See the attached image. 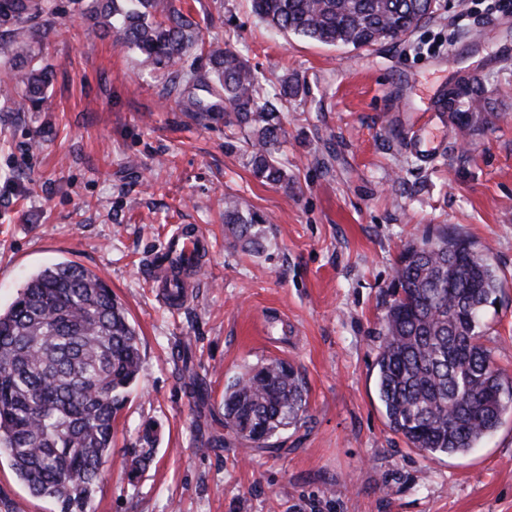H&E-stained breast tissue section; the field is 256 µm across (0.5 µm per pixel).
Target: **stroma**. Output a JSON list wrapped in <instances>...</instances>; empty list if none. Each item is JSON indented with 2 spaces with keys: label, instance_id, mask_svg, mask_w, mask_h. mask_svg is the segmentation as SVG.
<instances>
[{
  "label": "stroma",
  "instance_id": "stroma-1",
  "mask_svg": "<svg viewBox=\"0 0 512 512\" xmlns=\"http://www.w3.org/2000/svg\"><path fill=\"white\" fill-rule=\"evenodd\" d=\"M48 6L50 108L0 101V307L70 260L140 336L92 512H512V410L469 453L425 459L386 426L373 370L395 259L444 224L488 247L504 281L483 341L512 374V13L450 0L401 41L353 49L275 32L249 0H190L204 40L230 44L267 90L307 89L284 111L282 186L254 176L245 133L199 120L71 0ZM463 86L473 94L449 105ZM228 196L266 218L261 252L235 243ZM180 225L208 250L175 309L143 270ZM271 359L299 369L308 405L259 448L225 429L224 388ZM147 427L154 460L131 480ZM0 512L55 506L1 458Z\"/></svg>",
  "mask_w": 512,
  "mask_h": 512
}]
</instances>
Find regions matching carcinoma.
I'll use <instances>...</instances> for the list:
<instances>
[{
    "label": "carcinoma",
    "mask_w": 512,
    "mask_h": 512,
    "mask_svg": "<svg viewBox=\"0 0 512 512\" xmlns=\"http://www.w3.org/2000/svg\"><path fill=\"white\" fill-rule=\"evenodd\" d=\"M81 18L162 69L173 88L209 121L249 131L254 175L288 184L275 156L278 104L303 87L283 80L268 95L263 75L228 47L204 46L181 0H74ZM254 13L280 32L328 46L370 48L398 42L435 17L430 0H252ZM42 0H0L11 25L0 56V97L13 112L47 103L51 67L36 52ZM208 70L183 68L195 51ZM224 223L245 250L263 247L257 214L224 200ZM503 280L474 242L436 227L404 245L394 267L376 359L375 386L386 426L427 458L463 455L500 426L512 408V376L482 342L485 308ZM142 371L139 336L126 308L96 273L59 262L26 281L0 309V455L34 497L58 512H91L95 486L112 460L113 424ZM299 372L282 360L251 368L224 387V427L269 441L306 412ZM152 449L128 471L142 473Z\"/></svg>",
    "instance_id": "cac0c4a2"
}]
</instances>
